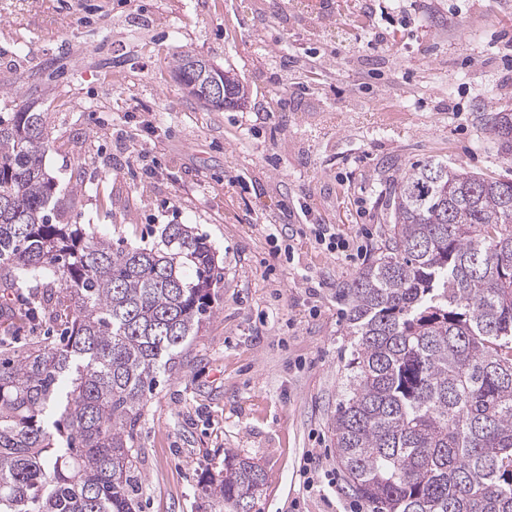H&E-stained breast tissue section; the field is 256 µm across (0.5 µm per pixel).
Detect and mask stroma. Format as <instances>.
Wrapping results in <instances>:
<instances>
[{
	"label": "stroma",
	"mask_w": 512,
	"mask_h": 512,
	"mask_svg": "<svg viewBox=\"0 0 512 512\" xmlns=\"http://www.w3.org/2000/svg\"><path fill=\"white\" fill-rule=\"evenodd\" d=\"M178 48L230 70L245 105L189 98ZM508 57L512 0H0V114L45 112L61 223L141 247L188 224L218 256L213 314L136 426L142 512H199L228 453L263 471L253 512H371L332 429L350 358L336 292L363 263L313 227L377 251L417 161L512 178L479 118L512 113ZM20 308L0 311V346L23 352L47 325ZM309 451L329 494L299 485Z\"/></svg>",
	"instance_id": "35a3bbf8"
}]
</instances>
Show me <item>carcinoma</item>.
Segmentation results:
<instances>
[{"label": "carcinoma", "mask_w": 512, "mask_h": 512, "mask_svg": "<svg viewBox=\"0 0 512 512\" xmlns=\"http://www.w3.org/2000/svg\"><path fill=\"white\" fill-rule=\"evenodd\" d=\"M193 54L176 53L177 79ZM512 155V114L482 113ZM46 117L0 116V285L14 271L59 331L0 352V512H139L146 391L211 315L207 239L166 224L151 248L57 224ZM377 256L341 289L351 336L334 431L372 512H512V178L417 163L396 180ZM261 468L224 456L203 512H252Z\"/></svg>", "instance_id": "1"}]
</instances>
